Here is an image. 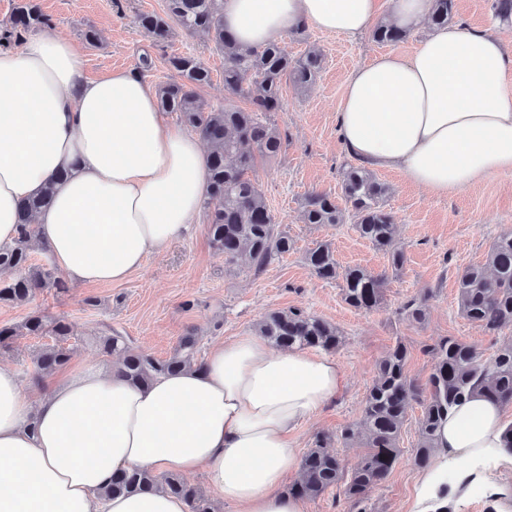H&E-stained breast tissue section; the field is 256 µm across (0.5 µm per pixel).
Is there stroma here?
<instances>
[{
	"instance_id": "35a3bbf8",
	"label": "stroma",
	"mask_w": 512,
	"mask_h": 512,
	"mask_svg": "<svg viewBox=\"0 0 512 512\" xmlns=\"http://www.w3.org/2000/svg\"><path fill=\"white\" fill-rule=\"evenodd\" d=\"M51 17L52 32L81 51L86 74L98 78L116 69L139 68L142 54L154 65L144 79L151 86L178 81L167 65L169 57H199L211 72L209 85L200 89L213 105L245 98H229L224 90V57L213 51L206 37L189 36L172 28L166 37L147 36L136 18L144 12L164 13L167 0H38ZM99 40L88 43L87 30ZM292 57L310 49L323 55L315 81L304 89L285 83L282 108L272 122L284 138L278 155L259 159L255 176L279 227L294 248L279 261L254 273L228 263L211 246L205 224L147 257L142 267L117 284L69 285L65 291H38L24 305H1L0 324H15L39 312L69 323L72 362L105 361L100 337L119 332L136 350L156 358L173 353L180 338H199L201 354L224 340L254 332L271 311L299 308L335 325L343 342L332 357L344 374L341 394L296 431L301 449L317 437L334 436L358 424L376 365L396 344L407 345L409 376L425 380L431 369L428 345L443 336L494 350L497 342L482 335L458 310L457 276L466 266L485 261L492 244L512 231V174L494 175L463 189L437 195L413 185L397 171H377L388 185L383 204L397 224L393 242L403 252L402 270L392 271L388 257L361 238L353 218L344 223L316 226L301 219L305 196L311 191L340 193L344 171L353 163L339 142L336 112L351 72L384 52L372 35L348 39L306 28L281 40ZM330 244L341 266H360L387 276L385 300L365 311L343 300V281L317 278L305 254L317 242ZM428 295L426 318L409 321L404 303ZM41 340L21 336L0 349V360L16 368L24 387L36 385L33 358ZM420 408H413L399 438L400 455L388 477L375 486L371 512H409L419 468L414 463L419 439Z\"/></svg>"
}]
</instances>
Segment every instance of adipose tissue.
Listing matches in <instances>:
<instances>
[{
  "mask_svg": "<svg viewBox=\"0 0 512 512\" xmlns=\"http://www.w3.org/2000/svg\"><path fill=\"white\" fill-rule=\"evenodd\" d=\"M430 11L431 0H224V27L261 46L304 25L346 38L384 16L412 28ZM511 73L500 33L433 29L412 54L384 53L351 73L340 144L435 194L512 174ZM51 180L35 217L41 243L72 282L117 283L195 222L208 170L199 137L166 122L135 70L89 78L78 48L45 31L0 48V245L16 235L20 203ZM342 385L336 361L253 334L142 386L119 364L88 360L33 397L0 363V512H190L162 490L107 494L114 474L137 469L204 471L235 512H305L285 490L298 466L294 434ZM502 435L498 404L475 394L456 406L411 512L512 502V482L494 478L512 472Z\"/></svg>",
  "mask_w": 512,
  "mask_h": 512,
  "instance_id": "ef3b65f1",
  "label": "adipose tissue"
}]
</instances>
